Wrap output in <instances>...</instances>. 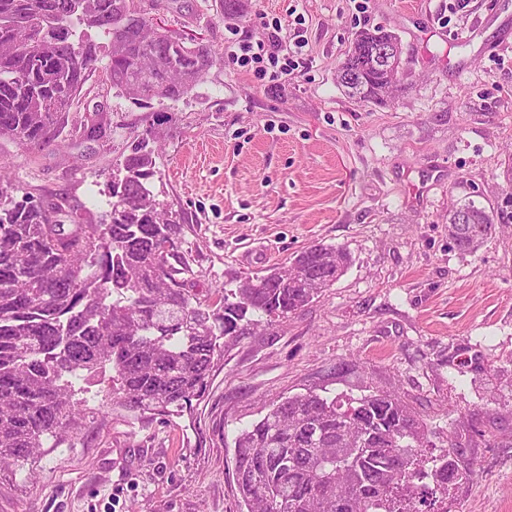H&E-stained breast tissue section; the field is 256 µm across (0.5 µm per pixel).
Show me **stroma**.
<instances>
[{"instance_id":"1","label":"stroma","mask_w":512,"mask_h":512,"mask_svg":"<svg viewBox=\"0 0 512 512\" xmlns=\"http://www.w3.org/2000/svg\"><path fill=\"white\" fill-rule=\"evenodd\" d=\"M167 18L216 51L193 95L147 109L108 91L102 115L77 104L49 146L0 139V163L97 224L110 173L146 142L149 188L183 226L181 278L203 301L313 244L351 263L226 349L191 411L112 405L108 368L74 378L98 426L43 449L35 479L0 471V512H243L237 428L281 397L368 389L402 395L430 454L456 437L475 475L452 489L451 512H512V0H251L231 27L219 0H179ZM272 22L304 39L283 81L226 49L231 32L262 41ZM379 26L411 72L385 108L336 82L355 33ZM468 201L495 217L472 252L448 237L449 211Z\"/></svg>"}]
</instances>
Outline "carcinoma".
<instances>
[{
    "label": "carcinoma",
    "mask_w": 512,
    "mask_h": 512,
    "mask_svg": "<svg viewBox=\"0 0 512 512\" xmlns=\"http://www.w3.org/2000/svg\"><path fill=\"white\" fill-rule=\"evenodd\" d=\"M224 19L249 0H220ZM396 35L363 29L338 71L360 69L351 97L386 107L401 79L371 65L368 48ZM209 43L171 42L125 0H0V138L41 148L65 127L98 71L110 89L148 107L177 102L215 60ZM143 145L112 180L110 222L90 224L63 203L50 208L0 165V468L24 469L48 442L92 426L66 377L112 365V404L181 413L205 395L211 372L249 327L301 309L350 263L313 245L284 268L236 275L194 299L171 260L182 225L150 196ZM450 237L476 249L493 224L473 202ZM429 429L395 390L360 396H288L234 438L235 491L247 512H446L448 489L474 476L457 443L423 454Z\"/></svg>",
    "instance_id": "cac0c4a2"
}]
</instances>
